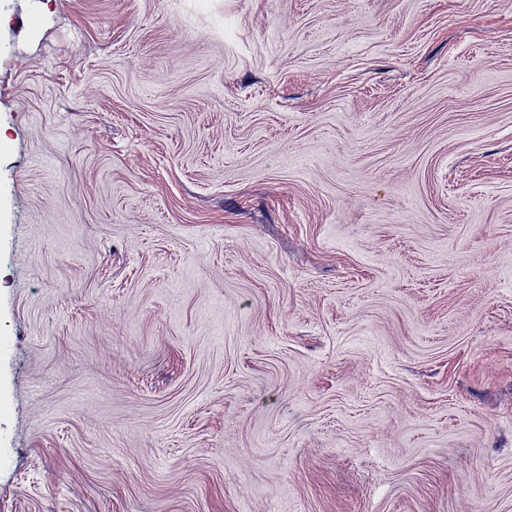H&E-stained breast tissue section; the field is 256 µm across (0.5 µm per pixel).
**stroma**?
Returning a JSON list of instances; mask_svg holds the SVG:
<instances>
[{
    "label": "stroma",
    "instance_id": "obj_1",
    "mask_svg": "<svg viewBox=\"0 0 512 512\" xmlns=\"http://www.w3.org/2000/svg\"><path fill=\"white\" fill-rule=\"evenodd\" d=\"M0 512H512V0H0Z\"/></svg>",
    "mask_w": 512,
    "mask_h": 512
}]
</instances>
